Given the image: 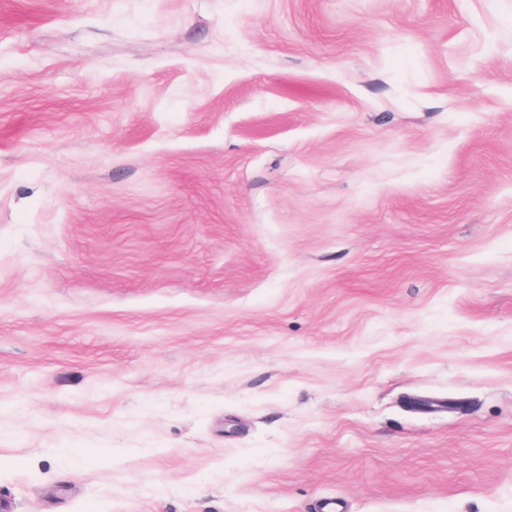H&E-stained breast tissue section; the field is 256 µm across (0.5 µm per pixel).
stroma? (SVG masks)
<instances>
[{
    "mask_svg": "<svg viewBox=\"0 0 512 512\" xmlns=\"http://www.w3.org/2000/svg\"><path fill=\"white\" fill-rule=\"evenodd\" d=\"M512 512V0H0V512Z\"/></svg>",
    "mask_w": 512,
    "mask_h": 512,
    "instance_id": "1",
    "label": "stroma"
}]
</instances>
